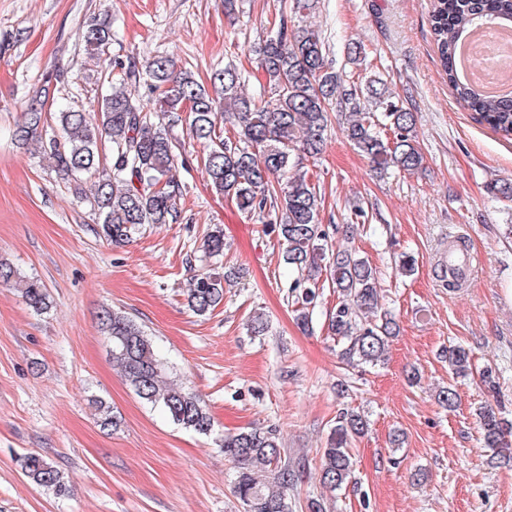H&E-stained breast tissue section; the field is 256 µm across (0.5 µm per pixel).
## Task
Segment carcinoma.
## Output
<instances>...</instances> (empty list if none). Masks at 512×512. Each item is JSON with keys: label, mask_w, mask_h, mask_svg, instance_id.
Listing matches in <instances>:
<instances>
[{"label": "carcinoma", "mask_w": 512, "mask_h": 512, "mask_svg": "<svg viewBox=\"0 0 512 512\" xmlns=\"http://www.w3.org/2000/svg\"><path fill=\"white\" fill-rule=\"evenodd\" d=\"M276 31L258 48L259 65L269 84L268 98L258 101L244 93L241 73L231 63L211 76L212 89L194 74L175 69L174 61L151 55L142 64L108 56L112 30L105 23L87 22L81 30L86 50L98 56L109 93L97 114L82 109L60 112L62 136L39 134L45 124L42 105L33 103L15 130V140L39 144L58 177L74 183L83 194L81 177L92 180V205L103 216L102 233L122 244L145 224H171L178 217L180 185L175 178L177 142L154 124L148 112L186 114L189 137L203 145V165L212 190L236 201L248 213L265 215L274 209L278 234L286 243L283 260L301 278L290 286L300 304L299 320L309 325L308 306L318 294L321 262L329 250L327 233L319 224L322 197L302 170L301 159L322 151L331 113L349 111L347 140L369 158L375 169L394 168L409 174L423 167L425 157L415 135V117L390 100L387 88L371 80L367 98L381 113L361 104L357 87L346 86L327 60V47L315 30L296 31L282 9L275 12ZM478 22L512 24V0H435L431 26L448 86L475 119L505 138L512 136V95L489 96L461 77L456 61L459 39ZM144 82L150 98L143 101L127 85ZM230 116L238 128V141L221 135L222 117ZM111 146L110 165L102 164L100 147ZM206 256L224 254V229L215 227L202 243ZM330 281L342 300L328 320V330L343 344L341 358L349 363L376 365L385 360L390 342L399 332L395 319L382 310L377 272L351 249H336ZM226 274L215 269L194 276L187 290V305L196 315L211 314L224 300ZM0 283L22 289L27 306L36 314L51 308L45 285L27 278L8 262H0ZM104 333L112 341V363L136 394L160 407L177 425L208 434L213 419L201 398L174 380L167 381L165 363L158 357L151 336L121 312L101 316ZM448 365L457 376L479 375L490 390L496 388L492 369L478 368L469 352L448 349ZM100 425L116 428L120 420L107 403L90 399ZM483 446L491 462L512 463V422L486 406L479 412ZM368 429L358 413L342 412L331 430L321 457L323 486L342 489L352 478L349 454L352 439ZM282 441L274 427L250 428L224 436V455L236 464L233 492L244 512H292L296 489L295 465L282 459ZM25 476L56 495L69 492L61 471L44 457L23 458Z\"/></svg>", "instance_id": "obj_1"}]
</instances>
